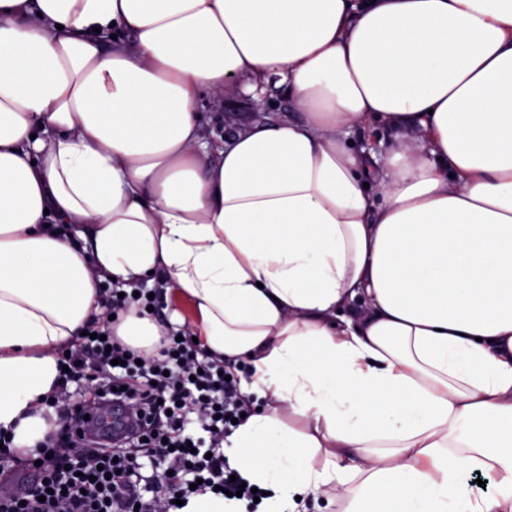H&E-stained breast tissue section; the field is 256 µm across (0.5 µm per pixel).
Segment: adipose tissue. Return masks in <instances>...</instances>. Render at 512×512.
<instances>
[{
    "label": "adipose tissue",
    "instance_id": "obj_1",
    "mask_svg": "<svg viewBox=\"0 0 512 512\" xmlns=\"http://www.w3.org/2000/svg\"><path fill=\"white\" fill-rule=\"evenodd\" d=\"M291 117L207 140L197 101ZM395 132L389 163L350 143ZM145 281L245 367L259 512H512V0H0V436L56 433L60 348ZM495 474L474 499L472 472Z\"/></svg>",
    "mask_w": 512,
    "mask_h": 512
}]
</instances>
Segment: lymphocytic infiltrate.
Instances as JSON below:
<instances>
[{"label":"lymphocytic infiltrate","mask_w":512,"mask_h":512,"mask_svg":"<svg viewBox=\"0 0 512 512\" xmlns=\"http://www.w3.org/2000/svg\"><path fill=\"white\" fill-rule=\"evenodd\" d=\"M103 304L107 318L95 338L62 355L64 379H86L97 403L132 404L139 416L120 441L100 446L80 433L84 409L55 395L48 405L71 429L39 448L34 485L0 498V512H177L178 501L218 486L252 499L231 482L222 448L244 410L237 381L222 378L223 363L201 357L174 330L151 353L114 335L113 316L146 314L147 290L107 294ZM146 465L151 475H143Z\"/></svg>","instance_id":"lymphocytic-infiltrate-1"}]
</instances>
